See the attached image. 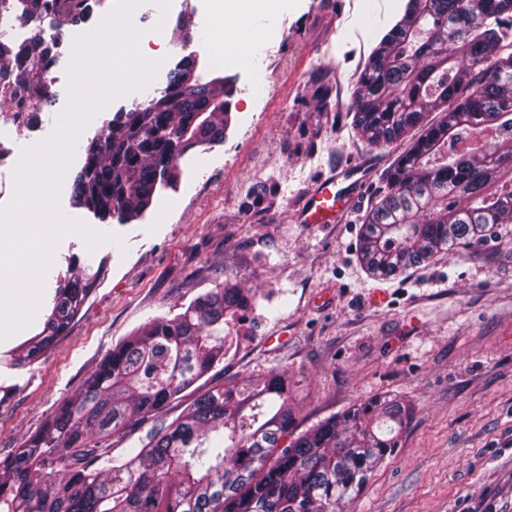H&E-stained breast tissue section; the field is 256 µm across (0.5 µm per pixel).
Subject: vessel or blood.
<instances>
[{
	"instance_id": "b4317fda",
	"label": "vessel or blood",
	"mask_w": 512,
	"mask_h": 512,
	"mask_svg": "<svg viewBox=\"0 0 512 512\" xmlns=\"http://www.w3.org/2000/svg\"><path fill=\"white\" fill-rule=\"evenodd\" d=\"M355 170L345 169L320 180L307 195L300 214L304 224H328L335 220L361 187Z\"/></svg>"
}]
</instances>
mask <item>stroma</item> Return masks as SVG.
Wrapping results in <instances>:
<instances>
[{
  "mask_svg": "<svg viewBox=\"0 0 512 512\" xmlns=\"http://www.w3.org/2000/svg\"><path fill=\"white\" fill-rule=\"evenodd\" d=\"M166 2L162 43L148 37L153 21L131 17L140 53L164 58L161 90L189 55L202 81L233 78L224 139L179 157L172 185L123 222L97 218L73 201L71 187L84 145L141 92L110 102L81 134L59 204L110 240L92 248L69 233L56 244L40 313L57 279L93 273L96 283L54 346L24 367L0 364V385L14 389L0 405V460L78 393L119 339L237 284L259 301L230 326L237 346L218 366L221 382L287 370L299 433L378 394L412 409L393 456L341 512H512V260L464 250L377 280L357 254L358 217L399 149L365 146L336 88L356 80L379 25L395 21L405 0H280L249 20L256 32L274 27V39L243 44L244 59L231 68L208 56L213 0ZM256 59L266 81L249 94ZM54 88L27 138L5 134L1 143L20 152L53 131L67 101L62 81ZM345 168L364 179L352 205L335 223H299L312 186Z\"/></svg>",
  "mask_w": 512,
  "mask_h": 512,
  "instance_id": "35a3bbf8",
  "label": "stroma"
}]
</instances>
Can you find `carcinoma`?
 Wrapping results in <instances>:
<instances>
[{
  "instance_id": "carcinoma-1",
  "label": "carcinoma",
  "mask_w": 512,
  "mask_h": 512,
  "mask_svg": "<svg viewBox=\"0 0 512 512\" xmlns=\"http://www.w3.org/2000/svg\"><path fill=\"white\" fill-rule=\"evenodd\" d=\"M17 19L78 25L96 0H17ZM55 40L0 41V84H52L38 60ZM182 59L158 98L125 113L86 154L75 202L133 218L169 185L167 164L224 141L233 88L185 86ZM351 127L370 148L401 152L360 217L358 256L375 278L408 274L459 249L512 258V0H406L351 87ZM436 112L438 117L428 119ZM93 282H57L42 329L5 354L33 362L64 335ZM258 303L213 288L172 318L113 345L75 396L13 457L0 461V512H336L399 447L407 408L384 393L294 435L288 371L241 387L215 383L172 422L171 402L222 359L224 328ZM147 442L121 456L100 441L146 421Z\"/></svg>"
}]
</instances>
